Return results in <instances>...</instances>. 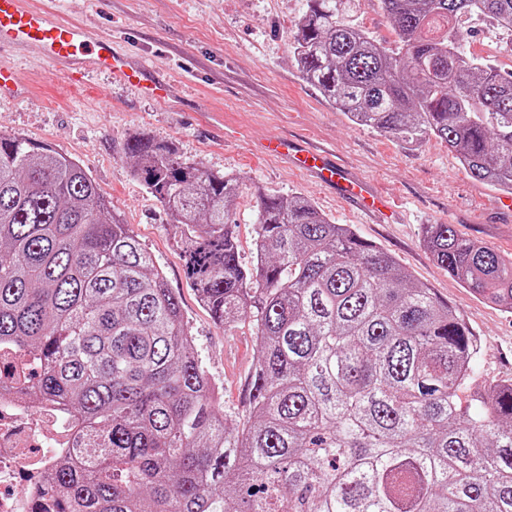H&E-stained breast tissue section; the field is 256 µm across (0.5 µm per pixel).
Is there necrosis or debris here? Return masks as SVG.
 Listing matches in <instances>:
<instances>
[{"label":"necrosis or debris","mask_w":512,"mask_h":512,"mask_svg":"<svg viewBox=\"0 0 512 512\" xmlns=\"http://www.w3.org/2000/svg\"><path fill=\"white\" fill-rule=\"evenodd\" d=\"M76 429L53 402L31 409L0 378V512H35L55 462L71 446Z\"/></svg>","instance_id":"obj_1"}]
</instances>
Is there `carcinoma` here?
<instances>
[{
	"instance_id": "carcinoma-1",
	"label": "carcinoma",
	"mask_w": 512,
	"mask_h": 512,
	"mask_svg": "<svg viewBox=\"0 0 512 512\" xmlns=\"http://www.w3.org/2000/svg\"><path fill=\"white\" fill-rule=\"evenodd\" d=\"M306 0L291 34L303 79L359 125L432 138L512 193V70L472 56L459 25L512 0ZM131 173L167 210L185 275L213 321L249 322L258 358L232 428L179 297L79 162L0 134V345L27 403L77 427L52 512H512V384L462 402L477 346L463 318L391 255L303 196L257 188L255 258L241 263L243 180L144 131ZM433 259L512 313V256L426 224ZM371 0H361V10L357 14V22L381 39L393 38L390 20Z\"/></svg>"
}]
</instances>
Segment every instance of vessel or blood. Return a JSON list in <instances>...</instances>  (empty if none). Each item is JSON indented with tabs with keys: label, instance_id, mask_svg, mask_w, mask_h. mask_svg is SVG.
Listing matches in <instances>:
<instances>
[{
	"label": "vessel or blood",
	"instance_id": "1",
	"mask_svg": "<svg viewBox=\"0 0 512 512\" xmlns=\"http://www.w3.org/2000/svg\"><path fill=\"white\" fill-rule=\"evenodd\" d=\"M29 45L38 46L46 62L68 67L72 75L88 69L101 71L144 96L156 100L168 97L167 88L150 79L143 61L113 51L110 42L93 39L80 26L59 23L49 12L30 7L29 0H0V52ZM263 152L286 157L290 165L336 188L367 213H376L383 205L372 185L338 165L324 150L310 146L291 149L272 138L266 141Z\"/></svg>",
	"mask_w": 512,
	"mask_h": 512
}]
</instances>
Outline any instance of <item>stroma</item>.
Listing matches in <instances>:
<instances>
[{"mask_svg": "<svg viewBox=\"0 0 512 512\" xmlns=\"http://www.w3.org/2000/svg\"><path fill=\"white\" fill-rule=\"evenodd\" d=\"M66 24L111 38L174 87L164 101L89 72L80 80L44 61L36 47L11 53L23 86L0 98V133L21 134L76 159L130 224L180 298L201 364L221 388L220 411L236 423L246 410L257 346L251 330H223L190 288L176 229L123 154L129 132L172 143L183 158L214 173L241 176L246 189L235 220L240 258L250 264L254 238L252 188L305 196L339 224L396 258L414 281L432 288L469 325L480 352L469 393L512 380V313L462 288L426 251L422 228L451 224L465 237L512 254V213L497 210L496 189L472 178L440 140L416 147L353 124L306 83L292 58L290 34L306 0H34ZM474 54L512 68V52L490 41L479 22L461 26ZM289 147L315 145L369 181L400 208L369 221L354 201L318 185L286 160L262 155L270 137Z\"/></svg>", "mask_w": 512, "mask_h": 512, "instance_id": "1", "label": "stroma"}]
</instances>
